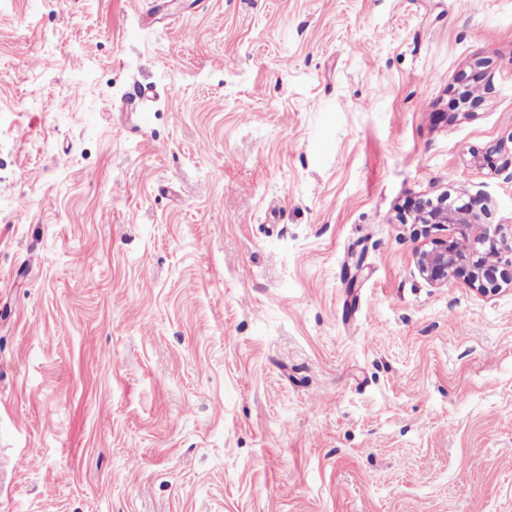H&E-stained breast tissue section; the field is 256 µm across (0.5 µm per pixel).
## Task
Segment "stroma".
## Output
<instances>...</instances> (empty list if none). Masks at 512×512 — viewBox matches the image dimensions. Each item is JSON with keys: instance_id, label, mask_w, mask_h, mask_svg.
Wrapping results in <instances>:
<instances>
[{"instance_id": "1", "label": "stroma", "mask_w": 512, "mask_h": 512, "mask_svg": "<svg viewBox=\"0 0 512 512\" xmlns=\"http://www.w3.org/2000/svg\"><path fill=\"white\" fill-rule=\"evenodd\" d=\"M509 139L512 0H0V512H512ZM486 208L481 200L472 199L467 205L454 207L448 196L419 203L413 216V224L424 227L452 226L454 233L447 239L431 242L428 249L419 250L414 264L419 274L436 287L448 285L454 278L476 291L485 293L496 290L500 282L512 286V224H485ZM510 238V244L508 240ZM470 249L462 250V243ZM484 250L498 256L496 263L484 259ZM510 252V259L502 266L501 251Z\"/></svg>"}]
</instances>
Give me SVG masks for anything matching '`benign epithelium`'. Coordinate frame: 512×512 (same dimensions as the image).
Listing matches in <instances>:
<instances>
[{"instance_id": "obj_1", "label": "benign epithelium", "mask_w": 512, "mask_h": 512, "mask_svg": "<svg viewBox=\"0 0 512 512\" xmlns=\"http://www.w3.org/2000/svg\"><path fill=\"white\" fill-rule=\"evenodd\" d=\"M485 213L477 199L462 207L448 203L446 195L419 203L413 223L425 227L448 224L454 230L451 237L434 240L430 248L416 253L415 267L427 282L442 287L458 277L483 293L502 283L512 286V258L493 264L484 259L486 250L496 255L512 253V224H487Z\"/></svg>"}]
</instances>
